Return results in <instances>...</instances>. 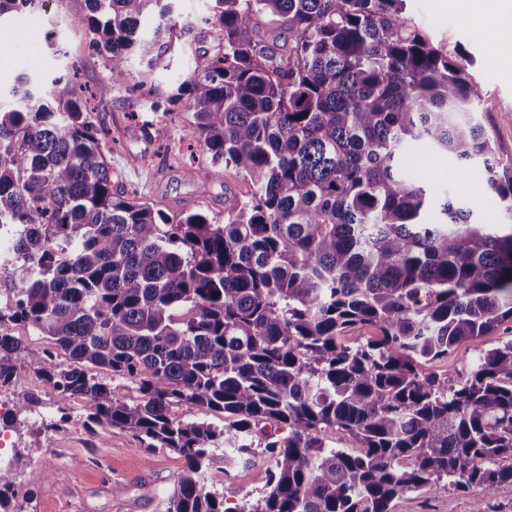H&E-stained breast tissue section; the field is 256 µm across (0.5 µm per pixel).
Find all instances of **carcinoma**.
<instances>
[{"instance_id": "cac0c4a2", "label": "carcinoma", "mask_w": 512, "mask_h": 512, "mask_svg": "<svg viewBox=\"0 0 512 512\" xmlns=\"http://www.w3.org/2000/svg\"><path fill=\"white\" fill-rule=\"evenodd\" d=\"M79 2L70 25L117 73L132 54L153 65L180 26L174 0ZM211 2L219 51L168 101L192 113L212 166L251 184L224 196L222 224L112 189L115 140L95 116L112 83L86 98L68 73L43 92L22 76L0 102L15 284L0 305V388L23 364L83 398L100 430L180 453L166 512H393L426 486L512 483V338L457 380L421 371L512 322V224H484L451 196L428 223L427 190L403 164L422 143L474 165L512 215L480 87L408 24L404 0ZM47 4L0 0V21ZM267 12L295 36L280 60L255 40ZM18 326L56 352L28 349ZM358 326L380 335L342 344ZM116 377L136 379L139 400ZM179 405L220 412L224 427L184 421ZM261 424L264 495L226 509L201 472L221 443L224 462L249 460ZM340 433L356 447L331 445ZM12 487L0 471V512H18Z\"/></svg>"}]
</instances>
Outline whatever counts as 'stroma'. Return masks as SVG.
I'll return each instance as SVG.
<instances>
[{"mask_svg":"<svg viewBox=\"0 0 512 512\" xmlns=\"http://www.w3.org/2000/svg\"><path fill=\"white\" fill-rule=\"evenodd\" d=\"M209 7L210 0H176L175 11L192 26V33L174 30L169 50L154 66L134 56L120 75L111 73L93 50L88 31L70 26L72 7L67 0H49L38 15L13 13L0 22L13 43L9 54L0 55V90L10 91L22 73L47 83L70 60L79 66L78 87L91 90L99 83L113 82L118 92L105 107L103 118L118 142L107 156L115 190L138 191L164 209L201 204L211 217L223 220L225 195L247 196L250 183L232 170L215 175L213 167L200 158L186 164L191 115L183 106H176L164 139L155 133L160 114L145 109L146 101L166 97L195 66L210 62L217 40L203 25ZM404 16L481 87L479 110L484 125L502 167L512 169V57L498 54L497 32L476 26L460 0H406ZM56 46L63 48V56L53 55ZM407 171L425 182L432 206L451 194L472 204L485 223L512 222L483 180L452 159L432 164L427 146L411 148ZM511 334L512 325L503 324L491 335L461 344L447 358L424 365L423 370L437 375L464 373L481 350ZM15 379V385L0 390V396L14 398L21 381L36 393L29 410L18 413L7 431L13 502L23 512H165L185 466L178 452L148 447L138 433L125 428L92 429L83 399L62 400L50 383L27 367H18ZM215 455L204 480L211 490L223 494L225 506H240L262 495L270 467L263 454H256L249 465L228 470L222 463L223 449H216ZM41 472L50 473V480H38ZM117 485L122 493H114ZM478 505L484 512H512V484L467 492L424 487L397 499L394 512H473Z\"/></svg>","mask_w":512,"mask_h":512,"instance_id":"stroma-1","label":"stroma"}]
</instances>
